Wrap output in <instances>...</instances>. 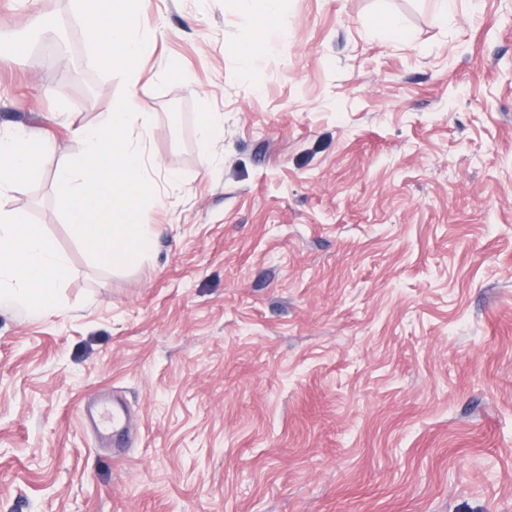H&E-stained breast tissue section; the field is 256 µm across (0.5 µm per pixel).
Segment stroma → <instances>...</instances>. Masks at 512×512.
Here are the masks:
<instances>
[{"instance_id":"obj_1","label":"stroma","mask_w":512,"mask_h":512,"mask_svg":"<svg viewBox=\"0 0 512 512\" xmlns=\"http://www.w3.org/2000/svg\"><path fill=\"white\" fill-rule=\"evenodd\" d=\"M141 14L135 86L79 0H0V135L56 145L0 204L70 266L0 307V512H512V0H284L251 75L237 0ZM131 88L158 235L112 270L53 173ZM198 122L204 145L223 134L224 124L213 112H200Z\"/></svg>"}]
</instances>
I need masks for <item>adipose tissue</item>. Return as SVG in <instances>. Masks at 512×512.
<instances>
[{
    "instance_id": "ef3b65f1",
    "label": "adipose tissue",
    "mask_w": 512,
    "mask_h": 512,
    "mask_svg": "<svg viewBox=\"0 0 512 512\" xmlns=\"http://www.w3.org/2000/svg\"><path fill=\"white\" fill-rule=\"evenodd\" d=\"M240 14L253 20L257 40L233 51L244 68H251L259 52V41L269 33L285 34L282 0H239ZM89 19L88 33L97 46L109 49V67L139 76L143 53L140 36V0H112L108 10L96 0H82ZM55 152L52 143L30 135L0 136V197ZM70 271L67 256L59 251L41 227L29 223L25 214L0 207V301L36 314L57 312L60 283Z\"/></svg>"
}]
</instances>
